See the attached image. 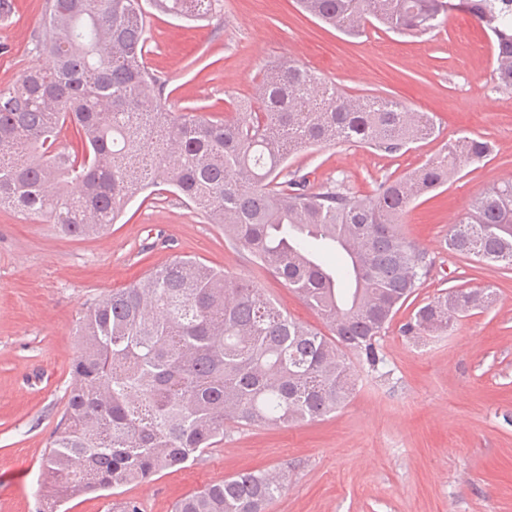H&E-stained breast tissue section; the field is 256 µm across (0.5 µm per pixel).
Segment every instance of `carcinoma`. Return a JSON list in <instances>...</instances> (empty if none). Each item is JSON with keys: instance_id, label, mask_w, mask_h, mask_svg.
<instances>
[{"instance_id": "1", "label": "carcinoma", "mask_w": 512, "mask_h": 512, "mask_svg": "<svg viewBox=\"0 0 512 512\" xmlns=\"http://www.w3.org/2000/svg\"><path fill=\"white\" fill-rule=\"evenodd\" d=\"M201 17L220 0H153ZM348 36L376 22L430 32L455 11L487 33L500 86L512 88V0H298ZM141 0H46L34 33L46 65L0 89V207L46 217L65 235L104 233L138 193L166 185L224 239L283 279L329 328L292 319L261 289L179 255L83 311L64 420L42 461L58 502L115 489L187 462L224 437V422L288 425L326 417L354 387L357 359L383 362L377 337L434 261L398 230L410 206L488 159L464 138L371 195L345 183L307 188L288 160L303 146L349 142L396 153L431 136L433 118L387 112L323 83L293 61L267 66L260 106L213 120L170 112L151 93ZM72 125L81 146L55 147ZM448 249L512 269V180L471 199ZM494 302L451 289L417 306L407 337L448 331ZM266 470L227 477L173 512H265L284 491Z\"/></svg>"}]
</instances>
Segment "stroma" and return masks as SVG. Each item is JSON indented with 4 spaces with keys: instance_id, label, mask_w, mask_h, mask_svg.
I'll return each mask as SVG.
<instances>
[{
    "instance_id": "1",
    "label": "stroma",
    "mask_w": 512,
    "mask_h": 512,
    "mask_svg": "<svg viewBox=\"0 0 512 512\" xmlns=\"http://www.w3.org/2000/svg\"><path fill=\"white\" fill-rule=\"evenodd\" d=\"M0 19V88L44 64L32 45L46 0H12ZM145 58L174 112L203 108L221 119L256 109L264 67L297 50V63L348 95L395 100L433 116L429 140L385 153L350 143L294 155L289 171L312 189L345 181L370 194L468 136L493 158L417 200L402 230L435 265L381 335L385 376L359 370L346 404L327 418L287 427L224 425V438L150 479L68 500L57 512H172L199 488L254 469L288 477L269 512H512V270L448 250L452 222L470 200L512 178V90L495 79L488 36L462 12L433 32L368 27L350 37L303 12L296 0H224L220 21L185 22L150 9ZM177 255L245 279L289 316L324 323L282 280L224 240L171 193L134 199L105 235L75 239L39 218L0 209V512H40L42 459L72 386L84 308ZM488 288L495 301L448 332L408 338L399 328L440 290Z\"/></svg>"
}]
</instances>
